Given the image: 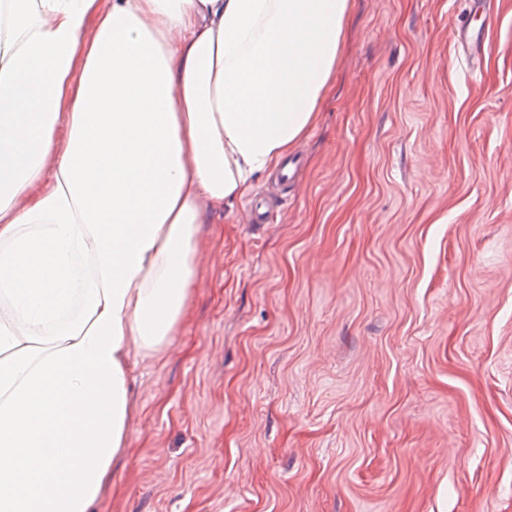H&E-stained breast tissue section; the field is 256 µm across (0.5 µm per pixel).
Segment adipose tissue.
Listing matches in <instances>:
<instances>
[{
	"label": "adipose tissue",
	"mask_w": 512,
	"mask_h": 512,
	"mask_svg": "<svg viewBox=\"0 0 512 512\" xmlns=\"http://www.w3.org/2000/svg\"><path fill=\"white\" fill-rule=\"evenodd\" d=\"M350 0H0V512H94L198 233L314 125Z\"/></svg>",
	"instance_id": "adipose-tissue-1"
}]
</instances>
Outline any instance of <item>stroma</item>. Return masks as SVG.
Segmentation results:
<instances>
[{
  "mask_svg": "<svg viewBox=\"0 0 512 512\" xmlns=\"http://www.w3.org/2000/svg\"><path fill=\"white\" fill-rule=\"evenodd\" d=\"M294 154L202 225L95 512H512V0H351Z\"/></svg>",
  "mask_w": 512,
  "mask_h": 512,
  "instance_id": "stroma-1",
  "label": "stroma"
}]
</instances>
